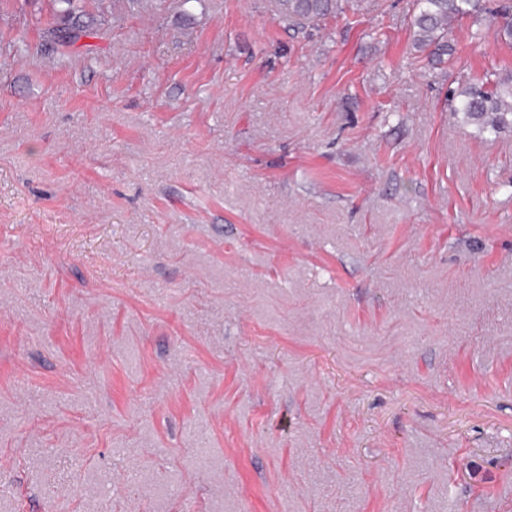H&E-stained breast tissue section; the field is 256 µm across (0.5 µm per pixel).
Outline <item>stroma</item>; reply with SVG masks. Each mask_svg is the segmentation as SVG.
<instances>
[{"label":"stroma","instance_id":"35a3bbf8","mask_svg":"<svg viewBox=\"0 0 512 512\" xmlns=\"http://www.w3.org/2000/svg\"><path fill=\"white\" fill-rule=\"evenodd\" d=\"M113 3L0 0V512H512V131L413 0ZM75 0H52L54 14L63 22V26L54 24L45 30V37L48 42L61 46L74 45V41L80 36H88L89 31L85 26L75 20L74 13ZM340 8L338 0H277L278 19L285 23H318ZM491 76L473 81L460 72L464 87L449 97L448 110L461 114L463 121L475 125L480 133L496 135L512 130V79L492 80Z\"/></svg>","mask_w":512,"mask_h":512}]
</instances>
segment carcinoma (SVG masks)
Wrapping results in <instances>:
<instances>
[{
  "label": "carcinoma",
  "instance_id": "1",
  "mask_svg": "<svg viewBox=\"0 0 512 512\" xmlns=\"http://www.w3.org/2000/svg\"><path fill=\"white\" fill-rule=\"evenodd\" d=\"M56 17L63 25L57 24L45 30L48 42L70 46L81 36L90 32L73 17L74 0H52ZM338 0H277L278 19L285 23H318L338 11ZM416 14L414 45L417 51L427 54L431 60L442 61L452 56L448 45V26L465 17H476L486 6L482 0H415ZM500 19V35L512 40V4L504 3L495 7ZM462 89L448 99V111L462 115L467 124H473L481 133L499 134L512 130V79L493 80L485 76L473 81L460 75Z\"/></svg>",
  "mask_w": 512,
  "mask_h": 512
}]
</instances>
